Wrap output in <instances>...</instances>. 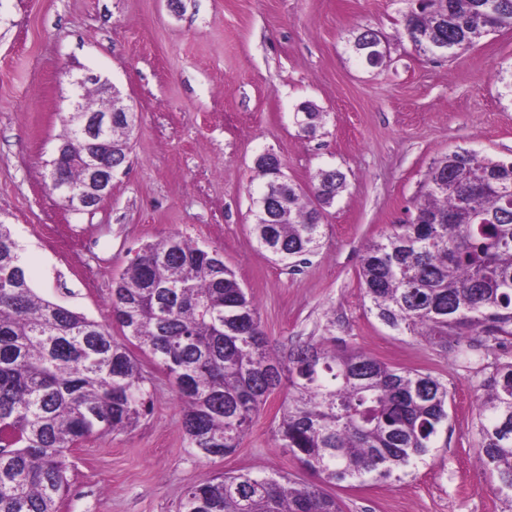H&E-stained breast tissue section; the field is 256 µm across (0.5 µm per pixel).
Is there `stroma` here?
Returning a JSON list of instances; mask_svg holds the SVG:
<instances>
[{
    "label": "stroma",
    "mask_w": 512,
    "mask_h": 512,
    "mask_svg": "<svg viewBox=\"0 0 512 512\" xmlns=\"http://www.w3.org/2000/svg\"><path fill=\"white\" fill-rule=\"evenodd\" d=\"M404 10L398 0H0V222L22 246L35 291L96 321L111 323L112 282L138 250L179 233L223 256L281 349L332 337L432 371L450 391L447 438L403 481L369 479L334 495L343 512H503L474 450L475 371L495 353L467 359L395 335L368 312L358 270L364 245L400 223L434 159L460 147L512 159V98L501 83L512 75V29L429 60L404 36ZM366 27L388 51L376 68L347 44ZM69 68L113 84L137 115L111 193L84 211L47 187ZM307 101L325 114L312 137L295 123ZM263 152L306 189L322 169L346 178L307 263L274 260L252 232ZM143 369L146 414L74 451L60 512H176L208 472L308 479L274 445L282 394L232 454L207 461L188 451L166 374L148 361Z\"/></svg>",
    "instance_id": "35a3bbf8"
}]
</instances>
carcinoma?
Segmentation results:
<instances>
[{"instance_id": "1", "label": "carcinoma", "mask_w": 512, "mask_h": 512, "mask_svg": "<svg viewBox=\"0 0 512 512\" xmlns=\"http://www.w3.org/2000/svg\"><path fill=\"white\" fill-rule=\"evenodd\" d=\"M404 31L426 58L451 57L512 28V0H402ZM384 54L373 29L358 32ZM323 113H295L304 135ZM64 144L81 157L77 122ZM135 123L112 126L98 154L118 169ZM56 190L77 194L86 170L58 161ZM312 194L281 178L274 205L254 207L258 244L280 260L319 253L323 208L345 188L322 170ZM369 242L359 278L369 311L398 335L469 356L512 343V161L460 148L435 160L410 212ZM112 321L123 331L36 293L21 247L0 223V512H59L71 453L92 437L133 428L147 410L150 380L132 348L173 379L182 429L196 456L224 458L239 447L269 397L283 393L275 447L315 477L297 482L264 470L213 473L192 486L178 512H342L327 487L400 481L448 431V384L420 369L390 365L334 338L284 353L263 332L258 309L215 251L175 234L150 243L113 280ZM474 407L475 452L512 512V357L481 369Z\"/></svg>"}]
</instances>
